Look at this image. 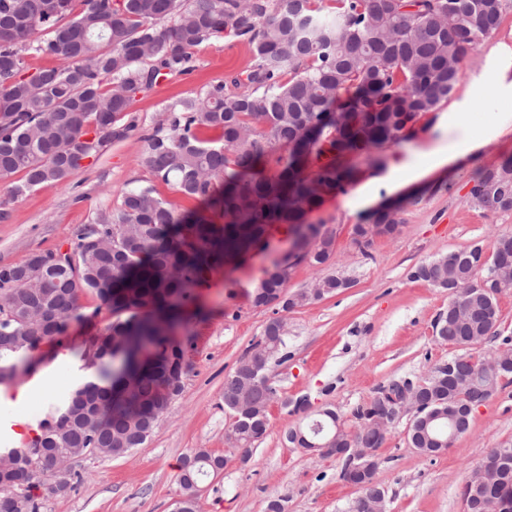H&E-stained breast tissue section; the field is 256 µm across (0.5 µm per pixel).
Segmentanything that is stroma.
<instances>
[{
  "mask_svg": "<svg viewBox=\"0 0 512 512\" xmlns=\"http://www.w3.org/2000/svg\"><path fill=\"white\" fill-rule=\"evenodd\" d=\"M252 61L248 45L235 38L203 43L194 51L192 71L139 93L130 117L140 131L165 127L176 101L229 83ZM141 152L137 135L108 144L96 162L66 182L47 183L19 197L10 189L21 174L0 178V265L72 247L79 229L94 223L101 210L117 206L122 192L134 186H152L176 209L192 207V200L141 166ZM509 156L511 140L490 145L454 172L436 175L424 189L387 197V204H403L401 231L375 238L366 250L352 234L366 214L349 215L333 196L309 214L310 223L333 233L332 268L353 284L283 312L289 357L273 370L280 398L269 408L270 428L251 448L248 463L231 459L206 481L198 512H265L271 498L282 499L285 512H347L357 490L342 479L341 460L295 448L285 436L306 415L324 409L336 411L345 430L355 431L356 410L379 387L427 376L456 355L433 329L448 306L447 291L413 280L411 273L428 260L474 244L487 248L495 236L512 233V212H486L470 198L477 173ZM291 238L286 228L271 230L249 255L215 269L207 286L194 290L171 332L190 365L184 388L146 447L119 459L74 461L71 469L83 474V482L68 481L64 491L45 495L41 512H172L185 457L198 448L226 453L230 418L224 412V379L274 316L273 308L252 303L261 272L288 260L290 295L321 273L292 249ZM79 303L83 320L70 321L63 335L43 339L15 378L0 385V421H6L19 389L38 395L25 408L35 423L84 382L89 370L82 352L113 315L95 293L82 294ZM408 426V420H400L379 450L376 478L386 492L387 512H465L462 491L471 469L489 449L512 448V376L475 409L468 431L436 456L421 457L409 446Z\"/></svg>",
  "mask_w": 512,
  "mask_h": 512,
  "instance_id": "stroma-1",
  "label": "stroma"
}]
</instances>
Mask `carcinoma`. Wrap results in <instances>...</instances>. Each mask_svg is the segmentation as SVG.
<instances>
[{
  "mask_svg": "<svg viewBox=\"0 0 512 512\" xmlns=\"http://www.w3.org/2000/svg\"><path fill=\"white\" fill-rule=\"evenodd\" d=\"M328 13L311 0H0V177L22 173L15 196L45 183H62L110 143L135 134L128 119L136 95L162 79L192 71V53L224 35L247 43L253 64L236 76V91L211 86L203 97L178 101L169 131L139 135L141 164L187 198L219 210L214 224L198 210H176L151 186L124 190L120 204L81 228L65 272L38 267L54 252L33 253L0 265V383L15 376L40 341L81 320L80 294L93 292L112 307L115 320L91 339L97 351L83 359L97 382L75 389L64 408L42 419L40 433L0 458V512H40L34 490L64 481L71 461L121 458L145 447L156 423L182 388L189 364L184 350L141 311L154 307L171 321L218 267L237 261L273 227L287 226L308 246L315 267L330 263L334 237L306 223L326 195L353 181L352 155L382 163L378 150L400 139L417 116L436 111L463 76L468 51L500 25L505 0H334ZM44 37L32 39L36 33ZM56 55L63 66L26 72L24 56ZM206 131L218 133L205 139ZM315 170L306 174L310 164ZM489 212L512 211V158L482 171L470 191ZM398 212L377 210L353 227L354 242L400 232ZM412 278L448 291L447 312L435 335L462 349L497 334V295L512 290V234L483 246L453 251L420 264ZM287 267L274 265L253 294L264 306L285 294ZM352 285L340 273L319 276L282 300L288 311ZM257 370L240 360L224 380L228 454L197 448L182 466L175 512H197L203 482L224 470L231 454L254 447L270 428L269 407L279 397L270 377L288 359L287 323L267 321L249 348ZM500 367L463 353L436 365L421 381L405 379L379 389L356 412L358 430L346 433L337 413L300 427L339 448H367L363 474L348 512L385 495L376 481L384 437L372 419L393 427L401 419L393 394L418 395L407 431L422 457L449 446L460 430L445 414L481 405L512 375V350H500ZM248 399L251 414L239 415ZM52 451L56 473L46 474L36 449Z\"/></svg>",
  "mask_w": 512,
  "mask_h": 512,
  "instance_id": "obj_1",
  "label": "carcinoma"
}]
</instances>
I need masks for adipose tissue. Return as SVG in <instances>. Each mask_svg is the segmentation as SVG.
<instances>
[{
	"mask_svg": "<svg viewBox=\"0 0 512 512\" xmlns=\"http://www.w3.org/2000/svg\"><path fill=\"white\" fill-rule=\"evenodd\" d=\"M478 103L493 105L495 116L481 117L474 110ZM402 138L403 155L390 158L380 174L364 178L342 198L349 214L372 209L381 194L395 195L421 184L491 143L512 141V44L498 42L482 71L466 80L461 96L434 120L409 128Z\"/></svg>",
	"mask_w": 512,
	"mask_h": 512,
	"instance_id": "adipose-tissue-1",
	"label": "adipose tissue"
}]
</instances>
